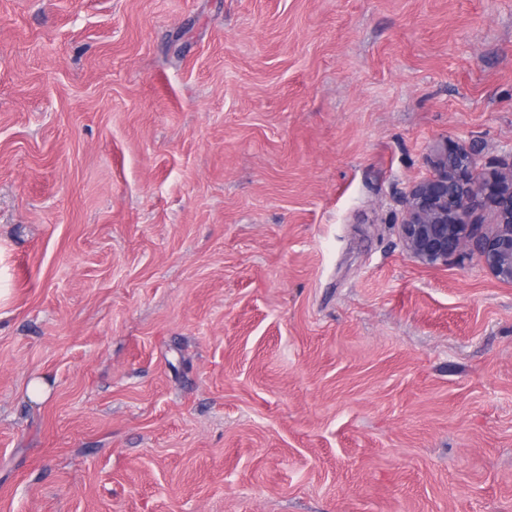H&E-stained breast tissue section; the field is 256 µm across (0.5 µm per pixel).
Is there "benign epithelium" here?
I'll return each instance as SVG.
<instances>
[{
  "mask_svg": "<svg viewBox=\"0 0 512 512\" xmlns=\"http://www.w3.org/2000/svg\"><path fill=\"white\" fill-rule=\"evenodd\" d=\"M484 204L493 208L495 224L477 236L470 219ZM405 205L401 238L417 263L436 267L470 250L487 275L512 285V164L480 173L470 150L453 145L440 155L432 176L410 187Z\"/></svg>",
  "mask_w": 512,
  "mask_h": 512,
  "instance_id": "1",
  "label": "benign epithelium"
}]
</instances>
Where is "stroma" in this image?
<instances>
[{
  "label": "stroma",
  "mask_w": 512,
  "mask_h": 512,
  "mask_svg": "<svg viewBox=\"0 0 512 512\" xmlns=\"http://www.w3.org/2000/svg\"><path fill=\"white\" fill-rule=\"evenodd\" d=\"M449 143L512 162V0H0V512H512ZM489 204L493 228L474 235V210ZM401 238L417 263L436 267L464 250L474 252L481 268L497 282L512 285V164L489 173L477 172L466 147L448 144L436 172L414 183L406 196Z\"/></svg>",
  "instance_id": "1"
}]
</instances>
